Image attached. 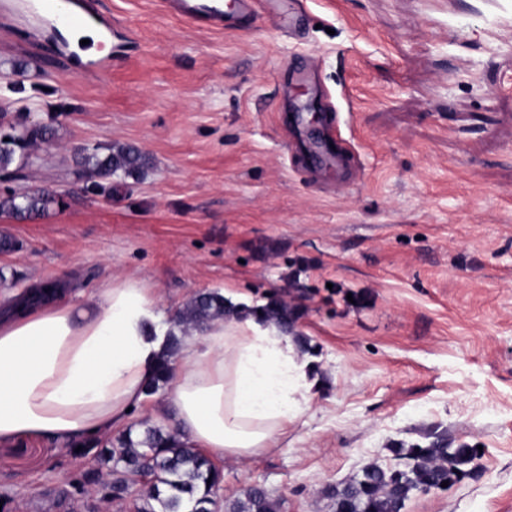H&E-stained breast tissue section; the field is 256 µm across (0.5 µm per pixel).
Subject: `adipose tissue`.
Segmentation results:
<instances>
[{
    "mask_svg": "<svg viewBox=\"0 0 512 512\" xmlns=\"http://www.w3.org/2000/svg\"><path fill=\"white\" fill-rule=\"evenodd\" d=\"M174 320L156 289L128 276L86 302L63 291L0 309V443L47 437L74 447L123 427L143 407ZM170 425L211 458L277 447L311 400L309 367L272 321L237 314L183 336Z\"/></svg>",
    "mask_w": 512,
    "mask_h": 512,
    "instance_id": "adipose-tissue-1",
    "label": "adipose tissue"
}]
</instances>
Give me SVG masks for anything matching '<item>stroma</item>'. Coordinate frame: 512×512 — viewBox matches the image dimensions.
Listing matches in <instances>:
<instances>
[{"mask_svg": "<svg viewBox=\"0 0 512 512\" xmlns=\"http://www.w3.org/2000/svg\"><path fill=\"white\" fill-rule=\"evenodd\" d=\"M105 71L0 11V129L54 135L0 182L61 194L0 214V290L47 280L84 301L133 275L176 313L201 292L297 310L319 379L278 447L221 460V499L251 486L278 512H336L333 491L401 448H479L445 491L403 512H512V9L497 0H303L299 30L264 10L209 29L160 0H95ZM315 98L351 146L338 169L297 151ZM134 145L136 178L99 176L75 147ZM41 439L0 444V512H134L79 487L97 468Z\"/></svg>", "mask_w": 512, "mask_h": 512, "instance_id": "1", "label": "stroma"}]
</instances>
